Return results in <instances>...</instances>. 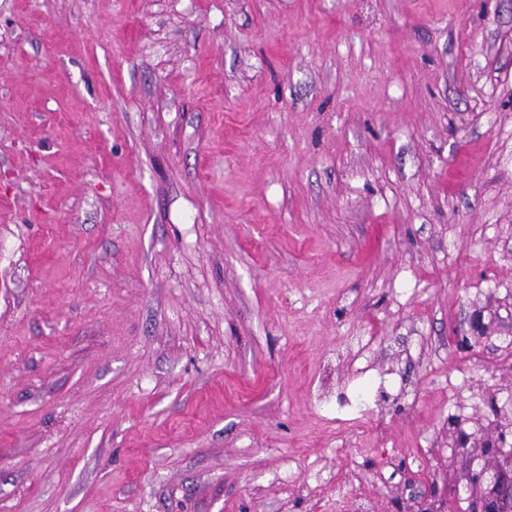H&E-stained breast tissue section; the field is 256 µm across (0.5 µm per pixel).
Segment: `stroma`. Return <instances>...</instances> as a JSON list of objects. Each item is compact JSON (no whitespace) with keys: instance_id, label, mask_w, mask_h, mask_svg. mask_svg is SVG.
<instances>
[{"instance_id":"35a3bbf8","label":"stroma","mask_w":512,"mask_h":512,"mask_svg":"<svg viewBox=\"0 0 512 512\" xmlns=\"http://www.w3.org/2000/svg\"><path fill=\"white\" fill-rule=\"evenodd\" d=\"M510 407L512 0H0V512H471Z\"/></svg>"}]
</instances>
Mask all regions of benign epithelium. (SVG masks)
Returning a JSON list of instances; mask_svg holds the SVG:
<instances>
[{
  "label": "benign epithelium",
  "mask_w": 512,
  "mask_h": 512,
  "mask_svg": "<svg viewBox=\"0 0 512 512\" xmlns=\"http://www.w3.org/2000/svg\"><path fill=\"white\" fill-rule=\"evenodd\" d=\"M483 466L471 481L479 512H512V448H481Z\"/></svg>",
  "instance_id": "obj_1"
}]
</instances>
